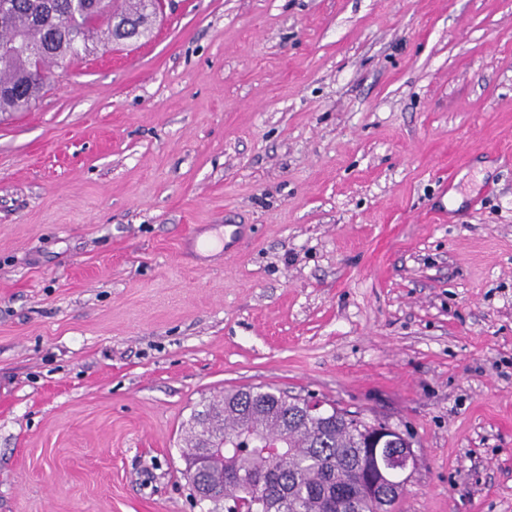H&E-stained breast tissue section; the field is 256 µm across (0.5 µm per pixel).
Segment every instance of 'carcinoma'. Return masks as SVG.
<instances>
[{"label":"carcinoma","mask_w":512,"mask_h":512,"mask_svg":"<svg viewBox=\"0 0 512 512\" xmlns=\"http://www.w3.org/2000/svg\"><path fill=\"white\" fill-rule=\"evenodd\" d=\"M84 10L73 0H10L0 7V36L18 42L0 55V112H21L43 94L60 61L90 51V45L119 44L141 31H151L156 13L148 0H86ZM305 399L268 387L230 389L202 404L209 418H223L224 458L193 466L204 421L188 427L183 451L184 475L208 494L213 471L224 482L212 496V512H379L381 496L398 484L390 473L373 482L374 458L368 438L388 423L331 407L309 418ZM285 433L279 454L269 456L261 445H244L246 435Z\"/></svg>","instance_id":"carcinoma-1"}]
</instances>
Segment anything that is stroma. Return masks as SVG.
I'll list each match as a JSON object with an SVG mask.
<instances>
[{
  "label": "stroma",
  "mask_w": 512,
  "mask_h": 512,
  "mask_svg": "<svg viewBox=\"0 0 512 512\" xmlns=\"http://www.w3.org/2000/svg\"><path fill=\"white\" fill-rule=\"evenodd\" d=\"M0 113V512H207L198 403L410 431L512 512V0H174Z\"/></svg>",
  "instance_id": "obj_1"
}]
</instances>
